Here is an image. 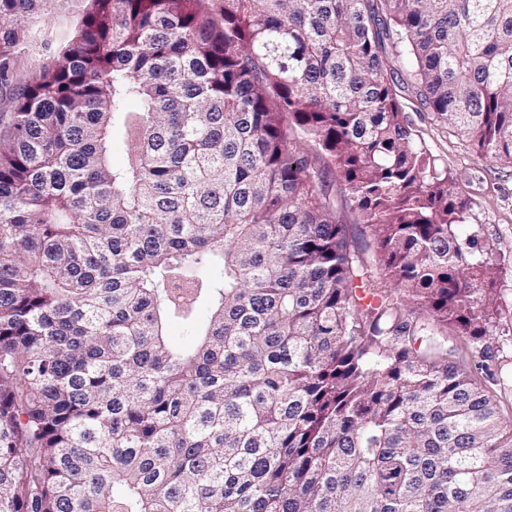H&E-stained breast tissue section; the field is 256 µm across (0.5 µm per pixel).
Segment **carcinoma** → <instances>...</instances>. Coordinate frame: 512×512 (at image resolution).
I'll use <instances>...</instances> for the list:
<instances>
[{"mask_svg": "<svg viewBox=\"0 0 512 512\" xmlns=\"http://www.w3.org/2000/svg\"><path fill=\"white\" fill-rule=\"evenodd\" d=\"M48 2L0 0V512H512L445 347L494 267L382 47L512 163V0H88L20 85ZM350 203L347 205L344 202V209L348 214L349 234L354 240L356 245L362 252L364 260L366 261L372 273H379V265L377 263L375 248L372 243L371 233L366 224H362L361 220L357 216V212L350 209Z\"/></svg>", "mask_w": 512, "mask_h": 512, "instance_id": "carcinoma-1", "label": "carcinoma"}]
</instances>
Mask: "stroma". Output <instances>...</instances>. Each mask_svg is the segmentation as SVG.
I'll list each match as a JSON object with an SVG mask.
<instances>
[{
  "label": "stroma",
  "mask_w": 512,
  "mask_h": 512,
  "mask_svg": "<svg viewBox=\"0 0 512 512\" xmlns=\"http://www.w3.org/2000/svg\"><path fill=\"white\" fill-rule=\"evenodd\" d=\"M399 100L419 144L432 154L468 198V229L477 235L497 274V335L479 346L449 336L451 358L477 378L500 406L503 423H512V167L478 157L469 143L432 113L419 111L412 63L400 57L393 65Z\"/></svg>",
  "instance_id": "1"
}]
</instances>
